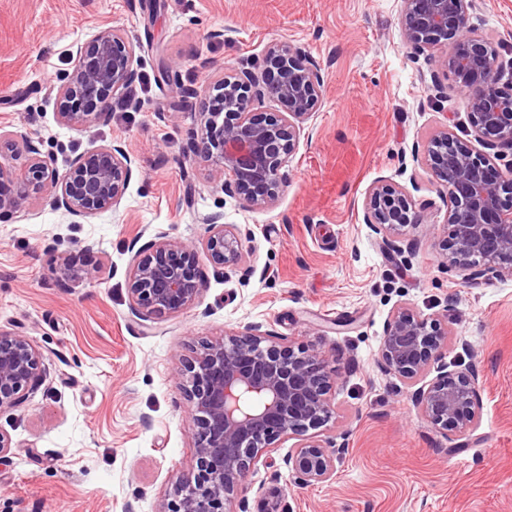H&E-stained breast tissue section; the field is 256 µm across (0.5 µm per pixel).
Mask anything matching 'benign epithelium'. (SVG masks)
<instances>
[{
  "mask_svg": "<svg viewBox=\"0 0 512 512\" xmlns=\"http://www.w3.org/2000/svg\"><path fill=\"white\" fill-rule=\"evenodd\" d=\"M473 7L474 0H401L400 24L414 55L444 48L438 64L465 95L469 111L472 139H461L445 124L424 155L436 186L448 190L449 261L465 280L489 273L512 279V178L492 162L503 149H512V93L499 89L493 53L466 26ZM77 53L76 68L58 89L57 117L80 130L103 118L102 105L136 73L121 27L99 33ZM323 87L320 64L291 42L277 43L261 60L228 69L209 83L208 98L224 101V113L204 110L197 120L196 155L209 180L246 209L274 207L282 169L310 127ZM265 97L285 111L256 117L248 105ZM478 145L488 153L479 152ZM3 150L27 160L19 173L0 164V213L51 188L54 209L87 217L115 206L132 172L120 144L76 157L63 175L19 127L0 131ZM363 209L365 223L388 249L403 252L401 232L415 223L407 190L378 182ZM222 219L220 214L202 218L208 231L200 249L219 270L242 260L236 229ZM197 250L164 236L138 250L127 282L131 305L148 315H174L194 304L203 290ZM447 338L439 319L399 306L380 345L379 362L415 387L412 397L427 421L465 434L480 416L478 374L471 368L448 369L442 361ZM433 366L437 375L424 381ZM43 371V356L26 335L0 329V412L20 405ZM182 378L196 426L194 474L175 477L159 512H247L238 497L243 481L295 436L300 440L282 457L294 483L307 486L335 476L345 444L316 433L331 417L330 391L339 379L329 355L296 350L284 338L271 340L258 326L231 329L181 362L177 379Z\"/></svg>",
  "mask_w": 512,
  "mask_h": 512,
  "instance_id": "1",
  "label": "benign epithelium"
}]
</instances>
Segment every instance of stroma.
I'll list each match as a JSON object with an SVG mask.
<instances>
[{
    "label": "stroma",
    "instance_id": "35a3bbf8",
    "mask_svg": "<svg viewBox=\"0 0 512 512\" xmlns=\"http://www.w3.org/2000/svg\"><path fill=\"white\" fill-rule=\"evenodd\" d=\"M399 11V0H0V127L22 128L62 173L116 141L132 158L111 209L73 221L39 196L0 214V328L27 335L45 366L38 390L0 413L12 441L0 512H158L173 476L192 473L179 359L254 325L334 357L323 433L346 452L333 481L310 487L273 456L243 483L248 512L276 494L292 512H512V280L468 282L446 259L448 194L420 159L441 125L469 139L468 110L452 78L406 46ZM469 23L511 87L512 0H475ZM114 26L145 95H112L85 129L60 125L56 90L77 46ZM280 41L319 62L324 88L277 204L246 210L195 161L196 119L212 78ZM379 181L403 185L420 217L400 255L364 222ZM215 212L235 226L242 261L220 273L199 258L194 305L136 311L135 249L160 232L200 244ZM66 256L104 264L102 280L66 276ZM400 305L448 325L449 369L477 370L481 414L467 434L433 426L379 365Z\"/></svg>",
    "mask_w": 512,
    "mask_h": 512
}]
</instances>
